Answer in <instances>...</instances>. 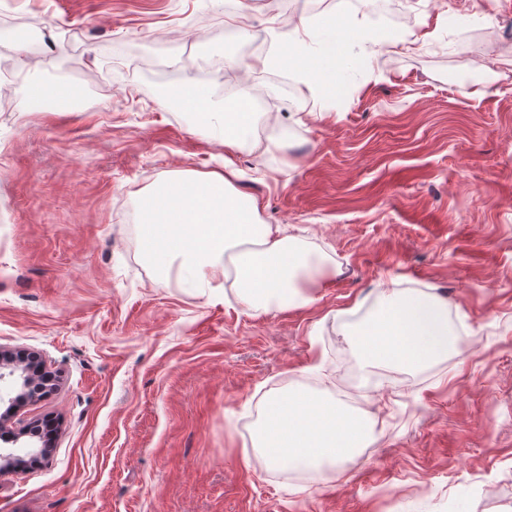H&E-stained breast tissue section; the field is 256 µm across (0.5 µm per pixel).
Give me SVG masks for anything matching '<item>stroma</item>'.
Returning a JSON list of instances; mask_svg holds the SVG:
<instances>
[{"label":"stroma","mask_w":512,"mask_h":512,"mask_svg":"<svg viewBox=\"0 0 512 512\" xmlns=\"http://www.w3.org/2000/svg\"><path fill=\"white\" fill-rule=\"evenodd\" d=\"M0 0L41 20L44 81L72 101L0 112V346L59 375L8 425L52 419L48 461L0 475V512H512V11L503 0ZM352 31L324 95L277 96V135L228 152L169 94L207 71L259 98L266 70L214 66L221 42L277 52L290 20ZM396 39L393 47L385 39ZM124 46L108 56V44ZM65 76H58V69ZM232 162L262 221L333 262L311 302L248 310L233 284L183 288L145 256L140 200L161 179ZM440 294L447 358L367 365L349 334L382 291ZM318 383L379 417L374 457L299 484L246 465L258 394Z\"/></svg>","instance_id":"stroma-1"}]
</instances>
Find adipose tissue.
I'll return each mask as SVG.
<instances>
[{
    "instance_id": "obj_1",
    "label": "adipose tissue",
    "mask_w": 512,
    "mask_h": 512,
    "mask_svg": "<svg viewBox=\"0 0 512 512\" xmlns=\"http://www.w3.org/2000/svg\"><path fill=\"white\" fill-rule=\"evenodd\" d=\"M340 20L312 29L299 20L283 38L276 57H243L228 47H215L225 62L247 70L278 64L294 67L313 91L324 89L336 51ZM173 96L183 111L203 117V130L212 131L209 118L218 106L210 89L188 79ZM258 117L249 100L225 120L219 136L228 150L259 149ZM234 172L192 174L158 184L140 205L141 230L147 255L161 272L179 268L191 279V288L206 294L216 282L233 278L243 303L251 310L308 305L298 279L304 272L324 266L283 224L260 220L254 201L232 192ZM352 342L372 364L421 367L448 355V310L438 296L384 291L377 315L352 333ZM376 421L352 413L338 403L303 390L272 396L253 438L263 461L284 469H316L343 465L361 455L375 437Z\"/></svg>"
}]
</instances>
